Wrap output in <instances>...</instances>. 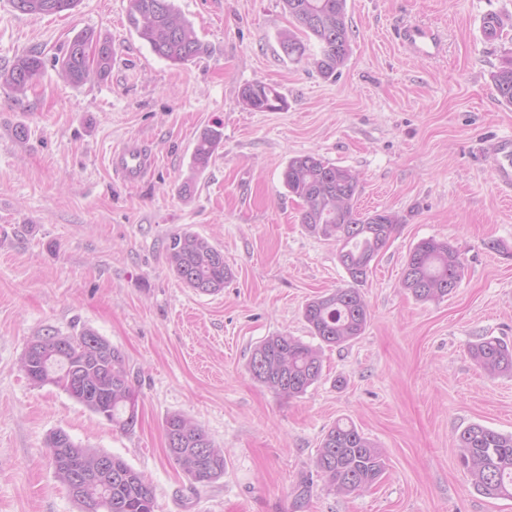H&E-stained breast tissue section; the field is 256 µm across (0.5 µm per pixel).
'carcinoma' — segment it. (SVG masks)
I'll return each mask as SVG.
<instances>
[{
    "label": "carcinoma",
    "instance_id": "cac0c4a2",
    "mask_svg": "<svg viewBox=\"0 0 512 512\" xmlns=\"http://www.w3.org/2000/svg\"><path fill=\"white\" fill-rule=\"evenodd\" d=\"M23 14H58L72 10L78 0H22ZM294 22V29L280 35V42L298 43L302 52L292 57L301 61L311 57L314 67L325 77L347 61L350 36L346 24V0H282ZM129 23L147 42L155 55L174 63L191 61L204 52L192 25L180 17L173 0H129ZM512 28V17L489 13L483 17L486 39L502 36ZM341 32V47L329 37ZM317 51L308 54V42ZM86 43L112 46L111 40L85 31L68 44L61 61L63 78L79 85L95 73L106 76L112 69V53L96 63L77 55V47ZM40 53L31 51L18 57L8 69L0 70V84L23 95L41 74ZM496 90L504 102L512 105V61L493 75ZM241 101L252 111L282 109L284 99L278 90L261 82L242 88ZM223 133L206 130L197 140L192 165L205 169L219 147ZM288 192L302 202L300 223L325 239L339 245L338 260L350 285L317 296L303 308V318L311 335L319 340L314 346L299 338L280 333L262 340L252 351L248 369L252 377L275 394L296 397L304 394L322 376V346H342L358 338L370 317L359 290L366 282L371 265L387 245L397 227V219L387 212L380 218L362 213L354 205L358 179L349 169L329 164L306 154L291 158L283 173ZM166 261L179 280L201 294H215L232 277L224 263V253L206 238L182 230L172 234L165 245ZM464 275L459 252L448 242L436 238L420 240L409 252L402 285L415 299L442 298L457 288ZM470 357L487 374H512V346L498 338H483L471 345ZM33 359L28 375L38 386L51 384L61 388L91 412L121 430H132L138 421L139 403L124 354L90 328L75 335L55 331L38 338L36 347L25 350ZM165 436L170 458L188 478L208 482L224 474V450L211 441L205 430L182 413L165 419ZM47 448L55 451L59 468L56 478L75 488L83 475L80 490L71 492L81 512H156V494L136 469L123 458L112 456V474L98 473L99 463L108 453L76 444L63 430L53 432ZM460 465L482 494L492 498H512V434H504L475 423L464 429L457 443ZM316 469L326 478L330 489L343 494L359 492L377 483L386 470L385 455L351 421L338 420L325 434L315 459Z\"/></svg>",
    "mask_w": 512,
    "mask_h": 512
}]
</instances>
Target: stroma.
Returning a JSON list of instances; mask_svg holds the SVG:
<instances>
[{
	"label": "stroma",
	"instance_id": "1",
	"mask_svg": "<svg viewBox=\"0 0 512 512\" xmlns=\"http://www.w3.org/2000/svg\"><path fill=\"white\" fill-rule=\"evenodd\" d=\"M205 52L157 57L128 22L129 0H80L25 15L0 0V68L29 51L44 67L25 96L0 86V512H80L46 446L61 429L121 456L153 485L157 512H512L477 492L458 461L470 424L512 433V375L488 376L470 345L512 344V192L485 148L512 136V105L492 76L512 58V31L486 40L487 13L512 0H347L351 52L331 78L285 57L282 0H174ZM402 23L439 30L427 59L395 38ZM111 38L109 76L74 86L58 59L80 31ZM275 86L283 109H245L244 86ZM223 142L200 172L195 143ZM135 140L155 156L125 183L111 150ZM357 173L360 211L398 226L362 287L364 333L323 350L321 379L287 398L248 370L264 338L312 336L307 300L347 285L334 241L310 234L283 183L292 157ZM194 191H180L186 180ZM187 229L224 253L233 276L199 294L169 269L165 242ZM448 241L464 277L437 301L401 286L410 249ZM89 328L120 349L139 393L123 432L60 388L20 369L46 329ZM197 420L224 450V473L191 482L169 458L168 414ZM353 421L386 456L369 491H330L315 469L326 431Z\"/></svg>",
	"mask_w": 512,
	"mask_h": 512
}]
</instances>
